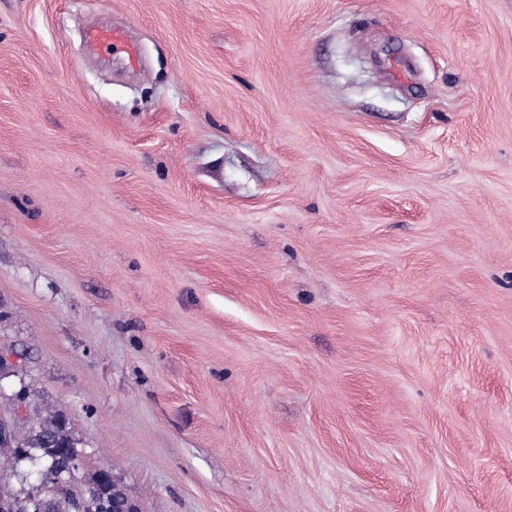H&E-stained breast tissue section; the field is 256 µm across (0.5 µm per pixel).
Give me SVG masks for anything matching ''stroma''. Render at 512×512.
I'll list each match as a JSON object with an SVG mask.
<instances>
[{
  "mask_svg": "<svg viewBox=\"0 0 512 512\" xmlns=\"http://www.w3.org/2000/svg\"><path fill=\"white\" fill-rule=\"evenodd\" d=\"M0 347L143 512H512V0H0ZM87 40L93 45L105 44L113 48H120L130 60H134L136 50L124 41L123 35L118 31L92 29L87 33Z\"/></svg>",
  "mask_w": 512,
  "mask_h": 512,
  "instance_id": "stroma-1",
  "label": "stroma"
}]
</instances>
